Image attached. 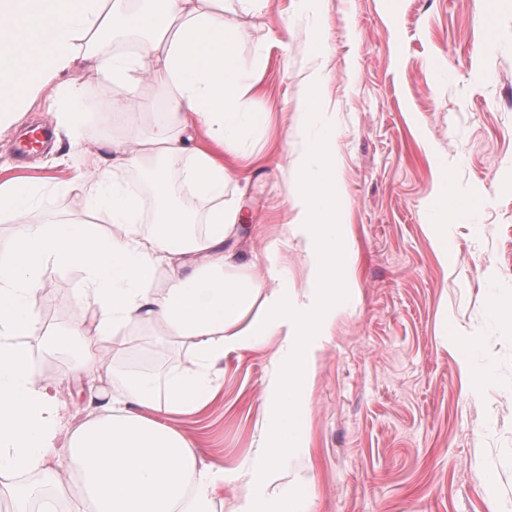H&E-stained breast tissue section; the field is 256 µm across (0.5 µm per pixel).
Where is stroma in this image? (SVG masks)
<instances>
[{"instance_id": "obj_1", "label": "stroma", "mask_w": 512, "mask_h": 512, "mask_svg": "<svg viewBox=\"0 0 512 512\" xmlns=\"http://www.w3.org/2000/svg\"><path fill=\"white\" fill-rule=\"evenodd\" d=\"M235 64L254 83L252 106L270 115L249 130L242 150L253 164L236 189L246 221L227 241L257 272L278 271L283 288L307 285L308 266L286 234L293 181L290 160L330 136L344 189L343 241L354 255L358 288L344 303L316 365L303 438L310 447L282 459L279 490L312 471L309 512H490L482 488L491 473L512 507V324L495 313L512 300V0H323L321 14L293 0H269L254 15L228 14ZM323 31L325 113L304 111L306 80ZM79 102L88 119L81 145L144 136L139 117L106 126L100 108L116 90L81 69ZM40 106L0 133V167L39 185L31 220L65 216L72 170L54 165L50 145L28 155L17 146L51 127ZM434 144L439 158L429 157ZM442 198L448 260L436 256L426 202ZM81 275L48 269L36 304L44 330L89 325ZM480 346L463 350L458 331ZM124 365L168 371L189 363L178 339L149 325L126 330ZM23 344L35 351L37 336ZM279 348L231 352L217 397L198 413L171 418L205 464L224 470L217 512H234L264 425L262 390ZM71 421L87 415L81 382L66 359L37 355ZM486 370L479 398L472 372Z\"/></svg>"}]
</instances>
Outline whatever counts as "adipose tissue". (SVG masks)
Wrapping results in <instances>:
<instances>
[{
  "instance_id": "obj_1",
  "label": "adipose tissue",
  "mask_w": 512,
  "mask_h": 512,
  "mask_svg": "<svg viewBox=\"0 0 512 512\" xmlns=\"http://www.w3.org/2000/svg\"><path fill=\"white\" fill-rule=\"evenodd\" d=\"M126 0H0V130L19 124L44 100L57 135L74 141L85 121L76 103L88 66L118 90L101 117L151 118L146 139L117 138L84 150L66 190L82 218L33 223L25 216L38 190L0 184V217H19L12 244L0 254V503L12 512H52L45 495L26 488L74 485L71 512H214L223 469L168 418L195 412L218 392L224 356L279 340L264 391L266 425L251 465L254 492L235 512H306L312 475L274 490L277 463L303 442L304 400L315 362L353 290L352 252L339 243L344 197L336 150L315 142L293 156V216L286 230L309 261L307 288L275 286V267L258 276L224 244L242 220L238 197L227 195L250 159L239 148L242 129L266 122L249 107L251 80L233 65V28L224 0H159L129 14ZM154 82L158 92L140 88ZM179 162L171 172V162ZM140 174L152 194L149 226L140 222L142 196L127 178ZM104 211L105 230L85 223ZM50 266L83 272L81 297L90 327L70 330L77 376L95 382L87 418L66 422L56 382L38 379L30 351L35 304ZM136 324L161 327L188 342L192 367L169 372L105 370L102 344L123 345Z\"/></svg>"
}]
</instances>
